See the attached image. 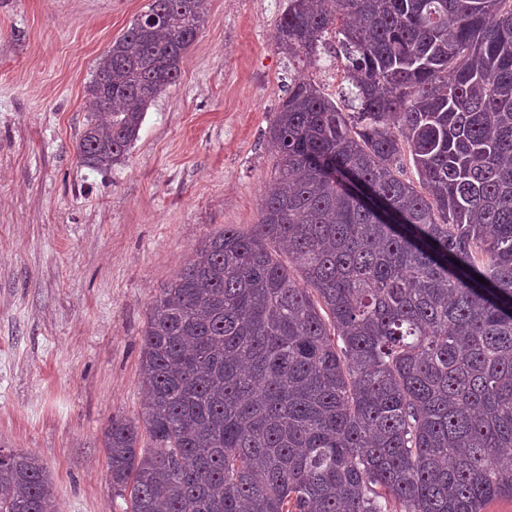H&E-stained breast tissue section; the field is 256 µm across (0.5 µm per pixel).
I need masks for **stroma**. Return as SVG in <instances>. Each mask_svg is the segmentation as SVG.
Listing matches in <instances>:
<instances>
[{
  "mask_svg": "<svg viewBox=\"0 0 512 512\" xmlns=\"http://www.w3.org/2000/svg\"><path fill=\"white\" fill-rule=\"evenodd\" d=\"M149 3L0 0V447L45 464L57 512H129L104 432L142 417L148 307L210 233L257 223L295 74L287 0H209L126 158L82 166L96 61Z\"/></svg>",
  "mask_w": 512,
  "mask_h": 512,
  "instance_id": "35a3bbf8",
  "label": "stroma"
}]
</instances>
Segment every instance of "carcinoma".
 Segmentation results:
<instances>
[{
    "mask_svg": "<svg viewBox=\"0 0 512 512\" xmlns=\"http://www.w3.org/2000/svg\"><path fill=\"white\" fill-rule=\"evenodd\" d=\"M205 14L151 0L112 43L82 165L125 158ZM329 35L350 108L295 77L258 223L208 236L149 307L142 424L114 416L105 441L130 512L512 496V0H288V57L314 66ZM0 512H55L37 457L0 448Z\"/></svg>",
    "mask_w": 512,
    "mask_h": 512,
    "instance_id": "carcinoma-1",
    "label": "carcinoma"
}]
</instances>
